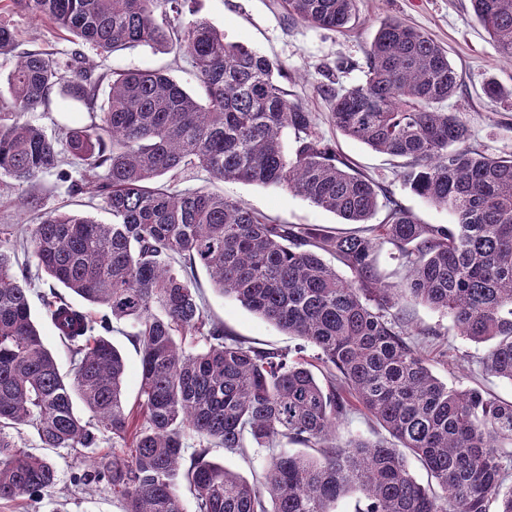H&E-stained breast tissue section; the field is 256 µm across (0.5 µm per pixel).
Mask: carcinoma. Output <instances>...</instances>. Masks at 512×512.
Instances as JSON below:
<instances>
[{"label": "carcinoma", "instance_id": "1", "mask_svg": "<svg viewBox=\"0 0 512 512\" xmlns=\"http://www.w3.org/2000/svg\"><path fill=\"white\" fill-rule=\"evenodd\" d=\"M191 0H0L72 37L60 64L46 50L17 51L0 24V57L13 109L0 113V176L22 205L54 171L68 192L98 198L112 223L54 210L23 248L52 282L45 317L70 353L61 373L32 314L30 275L0 245V503L52 495V459L19 446L23 428L44 448L75 455L112 439V453L75 477L104 483L122 512H184L187 483L196 512H512V401L436 377L394 312L401 300L448 315L466 339L487 344L480 363L512 382V154L472 142L448 53L423 32L383 20L364 81L339 94L328 85L331 120L344 135L405 160L400 178L450 211L455 223L422 224L391 192L356 171L288 99L281 63L238 43L190 8ZM501 58L512 64V0H470ZM287 14L338 30L354 0H283ZM145 44L189 59L203 91L190 95L159 71L98 73L82 47L108 53ZM107 84L102 105L99 90ZM90 109V122L54 139L25 114L47 110L56 88ZM294 134L288 152L283 135ZM81 165L73 180L65 156ZM282 186L359 228L332 234L277 224L241 201L171 185L182 171ZM386 210L380 224L370 220ZM399 253L394 285L377 264L382 243ZM336 258L342 277L324 255ZM203 268L217 289L315 352L301 356L246 344L205 318L196 287ZM65 289L105 310L97 318ZM132 327L141 355L139 406L122 401L125 362L112 321ZM79 399L91 419L75 412ZM357 402L388 434L341 440ZM196 448L186 453V435ZM317 448L321 458L281 450ZM265 448L257 485L208 459L222 448ZM425 468L414 476L407 456Z\"/></svg>", "mask_w": 512, "mask_h": 512}]
</instances>
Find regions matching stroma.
<instances>
[{"instance_id":"stroma-1","label":"stroma","mask_w":512,"mask_h":512,"mask_svg":"<svg viewBox=\"0 0 512 512\" xmlns=\"http://www.w3.org/2000/svg\"><path fill=\"white\" fill-rule=\"evenodd\" d=\"M192 9L199 17L209 20L223 31L227 40L241 43L287 69L284 86L291 101L313 112L317 127L326 140L335 145L339 154L374 181L387 187L396 199L423 224H451L454 216L436 207L403 185L395 159L377 153L367 145L348 138L329 120L331 103L319 92L320 85H333L337 91L348 90L362 82V64L381 21L397 18L427 33L448 51L449 59L459 79L460 88L449 106L464 113L474 141L496 154L512 153V98L490 104L482 88L494 80L512 88V65L502 61L494 42L476 20L470 0H356L355 17L347 28L331 31L301 20L290 19L280 0H192ZM0 24L14 30L23 49H45L64 55L71 44L66 34L51 25L34 20L23 12L0 13ZM98 72L113 70H159L167 73L190 92L200 87L193 69L175 52L138 45L96 56ZM51 110L28 113L27 118L42 126L52 137L60 136L64 127L89 120L86 110H72L61 91H54ZM180 188H204L224 193L225 197L244 202L254 212L281 224H318L331 230H342L335 214L317 207L310 201L281 187H271L240 181H216L200 169L185 172ZM44 209L78 210L98 222L107 224L111 214L100 200L89 195L69 194L65 183L56 174L45 175L35 189ZM197 286L204 296V313L208 318L223 322L234 335L259 347H276L297 351L302 342L282 332L239 302L219 294L205 270L197 272ZM46 279H33L30 301L45 345L56 358L61 371L71 368L67 350L60 343L54 328L46 320L41 296L47 291ZM414 328L425 330L423 355L432 372L443 382L456 386H479L496 397L512 400V382L486 374L479 360L484 345L461 338L446 315L422 306L409 307ZM113 344L120 350L126 364L123 400L127 411L137 409L140 383V354L129 337L126 322L113 324ZM455 349L463 358L453 364L444 356L446 349ZM111 440L88 449L86 456L75 457L63 450L54 451L59 482L49 500L33 505L30 500L1 504L0 512H121L122 507L109 487L78 488L73 476L88 465L90 458L110 453Z\"/></svg>"}]
</instances>
